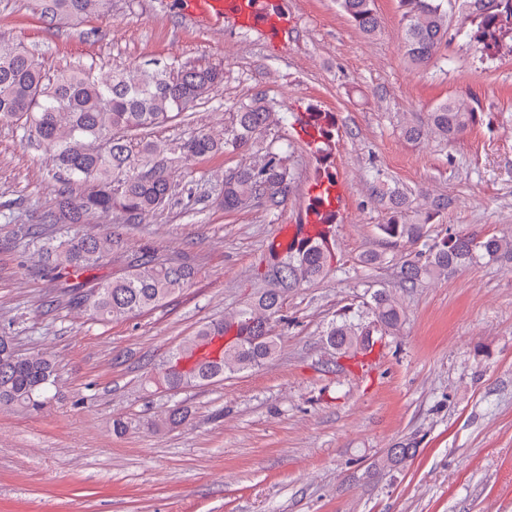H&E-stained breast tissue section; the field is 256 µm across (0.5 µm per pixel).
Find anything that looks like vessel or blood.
I'll use <instances>...</instances> for the list:
<instances>
[{
    "mask_svg": "<svg viewBox=\"0 0 512 512\" xmlns=\"http://www.w3.org/2000/svg\"><path fill=\"white\" fill-rule=\"evenodd\" d=\"M189 19L203 23L212 19H226L265 39L272 47H280L291 28L288 12L275 8L272 0H182ZM347 194L343 181L317 185L314 195L319 203L305 216V230L316 236L322 228V218L329 212H340Z\"/></svg>",
    "mask_w": 512,
    "mask_h": 512,
    "instance_id": "b4317fda",
    "label": "vessel or blood"
}]
</instances>
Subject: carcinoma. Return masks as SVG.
Segmentation results:
<instances>
[{
	"mask_svg": "<svg viewBox=\"0 0 512 512\" xmlns=\"http://www.w3.org/2000/svg\"><path fill=\"white\" fill-rule=\"evenodd\" d=\"M341 10L363 34L380 29L374 0H337ZM447 0H399L403 51L417 67L427 66L448 43ZM467 5L463 18L474 26L471 38L482 52L499 46L512 35V0H461ZM90 12H112V0H41V16L51 22L77 21ZM224 83V66L157 65L127 67L94 74L84 67H65L50 74L38 56L21 44L0 42V122H22L32 128L48 156L59 182L58 208L41 216L45 224H78L89 213H114L126 224H139L164 208L173 197L171 175L157 157L164 154L193 160L252 146L271 126L287 119L276 105L256 97L239 106L232 115L231 136L219 138L199 132L174 145L142 141L133 149L125 133L162 124L209 98ZM307 116L318 130L311 147L317 161L315 181H336L331 169L335 147L334 113L316 106ZM474 108L455 99L437 104L423 125L405 124L402 133L410 141L428 135L454 140L478 122ZM288 168L283 152L273 146L258 149L252 160L224 173L222 204L226 211H242L263 200L271 207L284 202L288 192ZM87 189L73 194V186ZM377 201L386 206L388 222L379 225L381 235L394 243L421 245L403 262L402 286L412 288L423 277L438 278L461 271L478 258L512 257V240L479 236L448 229L440 240L431 238L434 220L448 209L444 196H423V209L412 206L404 190L379 182ZM11 233L39 244L51 270L61 277L92 272L103 265L111 239L94 233H78L57 243L43 241L35 224H15ZM331 229L312 241L291 246L268 264L261 274V288L253 301L224 315V320L200 328L171 351L196 358L185 378L170 376L167 387L206 385L226 374L259 366L272 358L277 337L263 326L282 317L288 294L305 283L327 276L334 255ZM194 268L182 263L176 270L160 262L151 250H143L117 279L86 280L82 290L67 289L70 302L89 304L91 315L102 321L129 318L156 308L189 287ZM373 320L346 318L332 323L325 332L326 344L341 356L366 355L377 332L392 335L403 321L398 297L379 289L372 294ZM236 329L243 340L224 348L219 360L197 356L213 337ZM55 362L44 352L22 354L8 335L0 332V407L38 413L55 399ZM184 410L175 404L164 415L146 422L154 431L173 428L184 421ZM417 443L400 441L370 463V469L392 471L405 468L417 455Z\"/></svg>",
	"mask_w": 512,
	"mask_h": 512,
	"instance_id": "obj_1",
	"label": "carcinoma"
}]
</instances>
